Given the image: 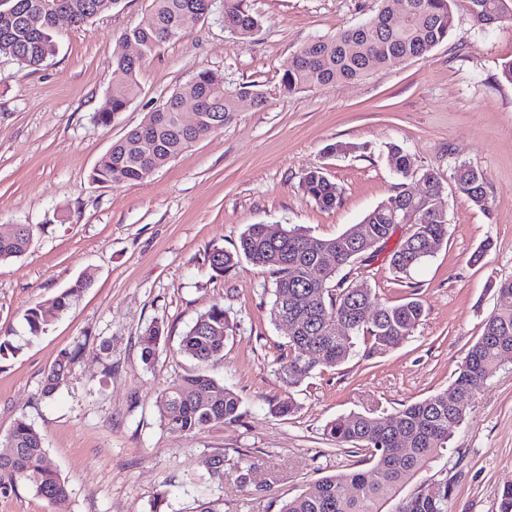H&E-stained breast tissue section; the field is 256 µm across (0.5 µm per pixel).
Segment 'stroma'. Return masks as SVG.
Returning a JSON list of instances; mask_svg holds the SVG:
<instances>
[{"label": "stroma", "instance_id": "obj_1", "mask_svg": "<svg viewBox=\"0 0 512 512\" xmlns=\"http://www.w3.org/2000/svg\"><path fill=\"white\" fill-rule=\"evenodd\" d=\"M149 0H121L81 28L60 26L58 47L38 70L0 55V227L28 224L33 239L0 263V330L21 344L0 357V437L26 416L46 437L47 462L70 485L51 503L27 484L0 493V512H279L309 484L356 465L359 454L323 433L353 413L389 415L447 389L493 311L498 283L512 278V28L481 29L458 9L444 43L349 83L285 94L280 79L305 42L352 27L378 0H252L261 26L248 40L217 16L185 28L151 58L126 111L102 127L93 114L112 80L118 37L140 23ZM202 69L226 84L251 82L263 105L244 102L235 119L133 185L102 187L89 173L112 142L141 123ZM349 143L356 152L331 154ZM399 145L418 169L437 172L448 237L409 274L387 257L397 230L362 276L382 301L419 298L426 315L397 349L356 354L342 366L285 386L277 358L286 327L272 324L275 273L240 261L216 275L211 247L237 245L247 225H298L333 238L361 223L400 184L388 148ZM483 171L489 209L459 192L458 166ZM322 169L342 190L320 208L300 186ZM492 247L472 257L484 240ZM95 282L71 308L49 315L29 340L24 314L47 304L84 271ZM234 324L207 373L242 401L239 422L179 434L163 426L156 397L195 363L179 351L182 335L214 304ZM166 337L152 366L138 338L152 322ZM81 347L66 385L41 392L58 352ZM293 399L289 417L273 399ZM450 449L423 472L447 481V512H502L512 484V357L471 397ZM224 455V481L190 483L209 456ZM250 467L247 487L238 465Z\"/></svg>", "mask_w": 512, "mask_h": 512}]
</instances>
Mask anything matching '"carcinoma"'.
<instances>
[{
    "label": "carcinoma",
    "instance_id": "carcinoma-1",
    "mask_svg": "<svg viewBox=\"0 0 512 512\" xmlns=\"http://www.w3.org/2000/svg\"><path fill=\"white\" fill-rule=\"evenodd\" d=\"M44 2L10 0L14 10L11 33L6 39L0 35V55L30 70L38 69L56 52V28L42 9ZM60 2L68 5L75 25L80 26L120 0H112L110 5L105 0ZM459 6L484 24L512 26V0H379L376 12L367 20L302 45L282 76L281 88L285 93H296L354 81L402 60L423 57L448 39ZM217 8L224 28L241 40L251 38L260 27L250 0H150L143 21L119 38L121 47L129 41L137 44L140 58L134 61L121 50L114 53L112 85L104 107L93 115L94 122L107 127L116 113L126 110L138 94L143 65L172 40L171 31L180 32L204 20ZM188 96L212 103L191 130L184 128L179 112L180 101ZM244 99L261 105L264 95L255 84L226 86L224 79L212 71H199L164 98L162 108L147 113L140 124L113 142L93 168L90 180L101 186L143 181L194 143L224 128L235 118L238 104ZM389 156L393 170L403 180L401 190L365 216L364 237L356 236L349 228L334 238H316L290 226L273 236L267 232V225L250 224L234 250L214 247L207 255L211 270L220 276L243 258L277 275L271 319L279 325L286 317L297 326L288 334V352L277 369L280 381L290 388L346 362L360 336L367 340L370 355L398 348L424 317L425 307L416 298L389 304L360 279L338 280L334 275L315 274L330 255L337 273L344 269L354 272L359 262L374 260L378 250L372 243L387 242L400 224L398 215L406 210L417 214V229L388 255L389 265L396 272L408 274L432 256L446 237L447 211H432L424 200L436 193L438 174L430 169L417 172L414 159L398 145L390 146ZM416 174L423 181L419 195L406 187V181ZM455 182L474 206L487 209L488 181L482 171L462 165L455 171ZM300 185L323 209H334L341 203L340 188L318 168L303 173ZM31 237L28 224H14L0 232V261L24 255ZM93 281L92 272L84 273L54 299L52 312L58 315L67 311ZM496 295L494 311L484 321L481 336L470 347L448 389L405 405L391 415L352 414L325 425L324 435L330 441L338 447L361 451L362 462L370 469L359 466L325 476L284 502L280 512H383L385 505L395 499L399 502L397 512H446V484L440 485V497L435 500L419 491L402 499L399 494L448 449L453 430L463 423L467 406L453 396L474 394L495 374L502 356L512 355V279L502 281ZM365 308L371 310L366 318L362 317ZM25 321L31 337L46 332L48 320L41 305L27 309ZM338 321L349 323L342 335L336 333ZM233 327L224 307L215 304L181 337L180 353L195 361L197 368L179 377L156 398L160 421L168 430L199 432L240 420V397L205 372L209 361L224 352V341ZM164 336L165 328L157 321L139 336L145 366L154 362ZM78 353L77 349L58 353L43 380L44 396H53L67 382ZM400 437L407 448L403 459L397 460L395 441ZM46 455L44 434L26 416L15 419L9 433L0 440V492L26 483L49 502L66 499L68 482L47 465ZM209 462L213 470L191 477V483L207 486L224 479V453L211 455Z\"/></svg>",
    "mask_w": 512,
    "mask_h": 512
}]
</instances>
